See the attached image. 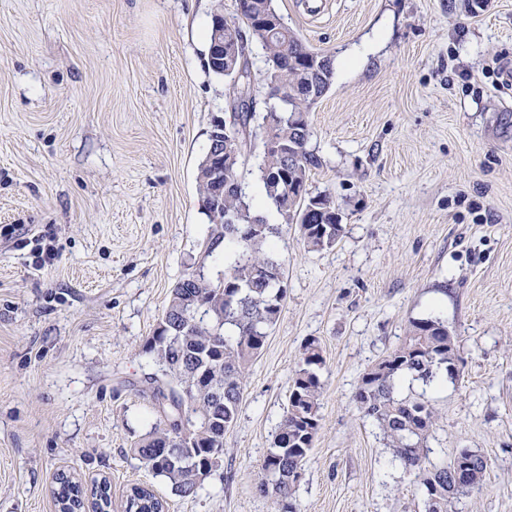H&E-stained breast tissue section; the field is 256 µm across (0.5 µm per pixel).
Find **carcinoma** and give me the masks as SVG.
<instances>
[{"instance_id": "1", "label": "carcinoma", "mask_w": 512, "mask_h": 512, "mask_svg": "<svg viewBox=\"0 0 512 512\" xmlns=\"http://www.w3.org/2000/svg\"><path fill=\"white\" fill-rule=\"evenodd\" d=\"M251 4L239 11L241 23L235 26L239 34L243 28L276 14L273 0H251ZM219 38L221 28L214 24L209 33L207 66L222 76L224 62L212 50ZM259 42L265 51L268 82L288 92L296 112H309L313 102L305 95L303 73L313 67L316 53L280 22L269 26ZM255 117L254 112L232 114L238 128L235 135L224 139V154L233 159L231 173L236 187L221 198V212L209 207L210 224L199 244L200 260L220 256L223 270L215 277L202 270L181 277L173 285L165 314L146 345L159 366V373L147 383L160 419L132 452L183 498L196 496L217 470L224 431L237 418L244 382L287 296L283 264L273 241L281 227L268 223L251 204L247 219L257 223H224L225 216L237 212L239 195L246 194L240 165ZM258 127L264 137L296 146L287 158L263 150L259 170L265 197L285 224L300 226L310 249L333 247L344 233L341 219L330 215L336 210L333 198L317 195L321 212L305 216V201L292 195L295 187L307 186L312 171L321 164L306 149L310 134L299 135L287 119H279L267 109ZM283 167L288 170V189L277 195L274 173ZM456 361V349L448 348V326L437 317L415 319L404 342L363 374L355 394L357 408L383 432L395 460L408 471L422 472L425 512H448V499L479 486L486 467L482 457L468 448L455 453L463 466L458 481L448 476L446 464L427 467L424 447L433 424V407L425 398L400 396L397 384L406 377L427 383L441 372L453 376ZM323 365L318 343L307 342L293 374L287 407L257 478L256 489L264 495L274 494L278 512H295L292 499L299 470L320 429ZM57 484L54 496L59 512L85 508L78 482L62 473ZM111 504L110 486L96 487L91 507L108 512ZM125 512H165V502L153 490L134 484L126 495Z\"/></svg>"}]
</instances>
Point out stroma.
Segmentation results:
<instances>
[{"mask_svg": "<svg viewBox=\"0 0 512 512\" xmlns=\"http://www.w3.org/2000/svg\"><path fill=\"white\" fill-rule=\"evenodd\" d=\"M333 85L308 115L321 160L310 195L334 198L345 233L307 250L277 238L287 299L196 497L172 493L131 448L156 421L145 349L170 290L199 260L209 219L197 168L227 84L206 66L213 0H0V512H58L60 472L108 477L112 512L153 487L167 512H275L258 469L309 340L320 430L295 512H423L354 396L411 320L439 317L458 374L402 380L436 420L431 464L470 448L484 479L452 512H512V0H274Z\"/></svg>", "mask_w": 512, "mask_h": 512, "instance_id": "stroma-1", "label": "stroma"}]
</instances>
